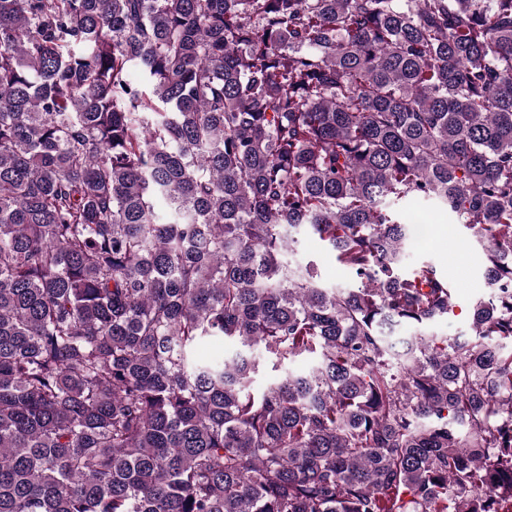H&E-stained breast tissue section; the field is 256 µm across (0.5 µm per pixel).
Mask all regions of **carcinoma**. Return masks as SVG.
Wrapping results in <instances>:
<instances>
[{
	"label": "carcinoma",
	"mask_w": 512,
	"mask_h": 512,
	"mask_svg": "<svg viewBox=\"0 0 512 512\" xmlns=\"http://www.w3.org/2000/svg\"><path fill=\"white\" fill-rule=\"evenodd\" d=\"M0 512H512V0H0ZM403 217L415 224L417 244L407 248L404 270L412 271L423 262L433 263L448 278L457 307L455 316L439 319L424 328H403L404 336L414 334L454 338L468 336L469 321L465 309L484 296V246L460 224H451L448 211L433 202L407 200L401 205ZM462 310V311H461ZM292 264L313 263L321 282L328 287L347 288L355 285L349 273L336 261L325 242L317 236L303 235L295 251L288 255ZM237 348L238 346L224 338H211L199 347L198 355L206 359H227ZM311 363L309 358L300 357L297 358L293 363L282 365L278 368H273V365L270 360H266L265 358L260 359V370L258 375L256 376L255 388L261 389L264 387L269 381L275 379L281 374L288 372V370L292 371H300L301 369L307 367Z\"/></svg>",
	"instance_id": "carcinoma-1"
}]
</instances>
